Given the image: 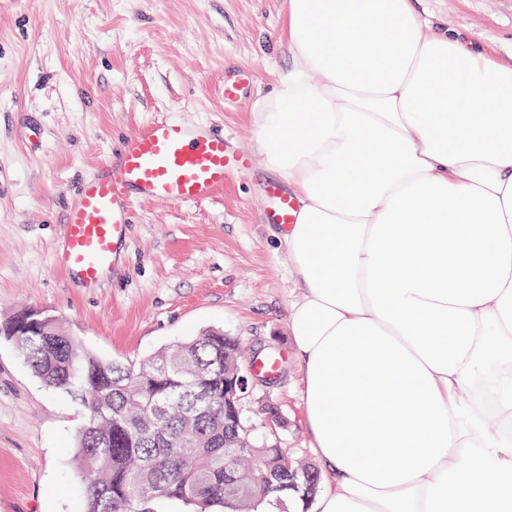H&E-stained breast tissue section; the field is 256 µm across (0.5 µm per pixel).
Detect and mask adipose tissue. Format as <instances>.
Wrapping results in <instances>:
<instances>
[{
	"label": "adipose tissue",
	"mask_w": 512,
	"mask_h": 512,
	"mask_svg": "<svg viewBox=\"0 0 512 512\" xmlns=\"http://www.w3.org/2000/svg\"><path fill=\"white\" fill-rule=\"evenodd\" d=\"M254 109L317 512H512V64L412 0H288Z\"/></svg>",
	"instance_id": "1"
}]
</instances>
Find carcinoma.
I'll list each match as a JSON object with an SVG mask.
<instances>
[{
  "label": "carcinoma",
  "instance_id": "cac0c4a2",
  "mask_svg": "<svg viewBox=\"0 0 512 512\" xmlns=\"http://www.w3.org/2000/svg\"><path fill=\"white\" fill-rule=\"evenodd\" d=\"M18 347L45 386L74 396L85 420L76 437L84 487L80 512H153L178 501L188 512H288L311 504L321 478L275 444L245 448L224 414V366L241 357L238 339L206 332L145 363L95 355L71 336ZM270 479L253 496L254 458Z\"/></svg>",
  "mask_w": 512,
  "mask_h": 512
}]
</instances>
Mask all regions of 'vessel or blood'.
Returning <instances> with one entry per match:
<instances>
[{"mask_svg":"<svg viewBox=\"0 0 512 512\" xmlns=\"http://www.w3.org/2000/svg\"><path fill=\"white\" fill-rule=\"evenodd\" d=\"M253 80L248 68L225 75V103L242 98ZM252 167L250 155L233 149L210 126L155 120L127 135L114 158L72 197L52 264L85 288L102 287L115 268L135 201L209 202L223 194L228 179ZM263 195L268 223H294L295 202L278 182H264Z\"/></svg>","mask_w":512,"mask_h":512,"instance_id":"vessel-or-blood-1","label":"vessel or blood"}]
</instances>
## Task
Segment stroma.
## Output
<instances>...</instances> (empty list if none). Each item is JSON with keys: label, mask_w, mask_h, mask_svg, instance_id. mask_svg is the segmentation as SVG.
Segmentation results:
<instances>
[{"label": "stroma", "mask_w": 512, "mask_h": 512, "mask_svg": "<svg viewBox=\"0 0 512 512\" xmlns=\"http://www.w3.org/2000/svg\"><path fill=\"white\" fill-rule=\"evenodd\" d=\"M421 14L512 60V0H413ZM287 0H0V322L42 308L95 354L142 362L207 329L237 337L245 359L284 355L278 379L243 406L255 445L308 462L301 372L288 331L298 290L280 227L263 213L252 110L289 63ZM252 66L239 102L225 70ZM170 118L213 124L250 154L222 197L135 204L121 273L87 294L51 264L78 184L125 136ZM284 423L270 431L263 411ZM79 403L49 389L0 337V512H77Z\"/></svg>", "instance_id": "1"}]
</instances>
